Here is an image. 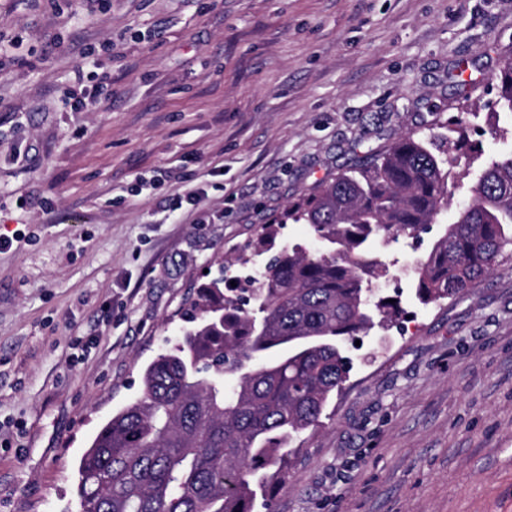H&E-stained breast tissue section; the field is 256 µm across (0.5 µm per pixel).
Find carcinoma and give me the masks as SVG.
Listing matches in <instances>:
<instances>
[{
    "instance_id": "cac0c4a2",
    "label": "carcinoma",
    "mask_w": 512,
    "mask_h": 512,
    "mask_svg": "<svg viewBox=\"0 0 512 512\" xmlns=\"http://www.w3.org/2000/svg\"><path fill=\"white\" fill-rule=\"evenodd\" d=\"M498 111L512 115V55L495 75ZM462 115L408 133L288 209L313 246L276 248L279 222L244 249L276 253L255 278H216L183 311L175 344L141 375L139 398L96 431L78 463L79 512H255L289 478L292 444L323 426L350 379L348 344L402 314L372 291L388 273L379 247L440 223L457 183L448 146ZM459 207L417 262L424 305L453 300L512 253V149L477 166Z\"/></svg>"
}]
</instances>
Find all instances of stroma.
I'll list each match as a JSON object with an SVG mask.
<instances>
[{"instance_id": "obj_1", "label": "stroma", "mask_w": 512, "mask_h": 512, "mask_svg": "<svg viewBox=\"0 0 512 512\" xmlns=\"http://www.w3.org/2000/svg\"><path fill=\"white\" fill-rule=\"evenodd\" d=\"M0 32V512H75L90 437L260 225L308 242L291 205L461 112L453 207L470 147L512 146V116L488 110L512 0H0ZM82 59L112 80L94 112L72 108ZM440 230L383 247L378 287L406 316L351 347L275 512H512V267L422 307L413 269Z\"/></svg>"}]
</instances>
